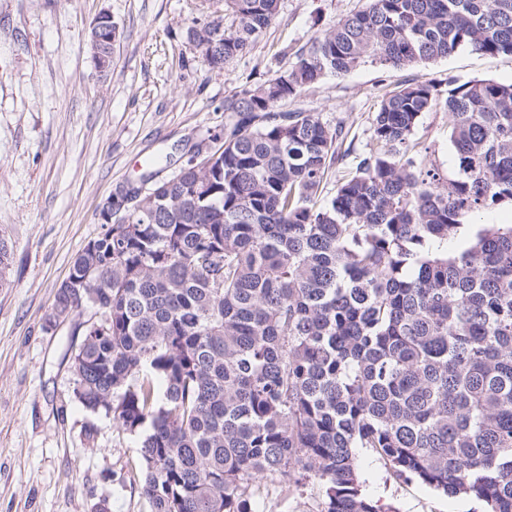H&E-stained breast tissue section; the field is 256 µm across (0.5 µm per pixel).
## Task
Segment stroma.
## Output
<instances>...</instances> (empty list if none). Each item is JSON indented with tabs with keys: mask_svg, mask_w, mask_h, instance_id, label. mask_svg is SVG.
I'll use <instances>...</instances> for the list:
<instances>
[{
	"mask_svg": "<svg viewBox=\"0 0 512 512\" xmlns=\"http://www.w3.org/2000/svg\"><path fill=\"white\" fill-rule=\"evenodd\" d=\"M365 5L280 0L250 51L212 71L183 31L222 11V0H0V235L14 246L0 288V512H152L135 475L134 438L74 396L81 326L98 313L55 317L57 288L99 233V206L117 184L137 180L157 155L177 171L195 144L231 124L226 96L289 67L294 51ZM102 12L120 30L105 76L89 40ZM450 78L511 83L512 57L460 49L426 66L367 64L290 106L343 124L332 186L370 150L372 119L389 91ZM416 139L451 173L444 107L425 114ZM355 455L361 492L380 512H484L475 500L394 477L372 449ZM322 501L318 484L288 491L275 476L250 496L251 512H319Z\"/></svg>",
	"mask_w": 512,
	"mask_h": 512,
	"instance_id": "obj_1",
	"label": "stroma"
}]
</instances>
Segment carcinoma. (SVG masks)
<instances>
[{"mask_svg": "<svg viewBox=\"0 0 512 512\" xmlns=\"http://www.w3.org/2000/svg\"><path fill=\"white\" fill-rule=\"evenodd\" d=\"M279 0H224L185 28L222 70ZM466 47L512 56V0H369L224 99L231 129L203 171L159 182L72 259L55 313L91 305L74 395L138 439L153 512H250L275 474L324 490L321 512H379L355 449L398 478L512 512V83L404 84L373 148L322 198L343 126L288 101L362 64L398 69ZM448 111L454 173L413 143ZM469 244L448 253V238ZM13 251L0 236V287Z\"/></svg>", "mask_w": 512, "mask_h": 512, "instance_id": "carcinoma-1", "label": "carcinoma"}]
</instances>
